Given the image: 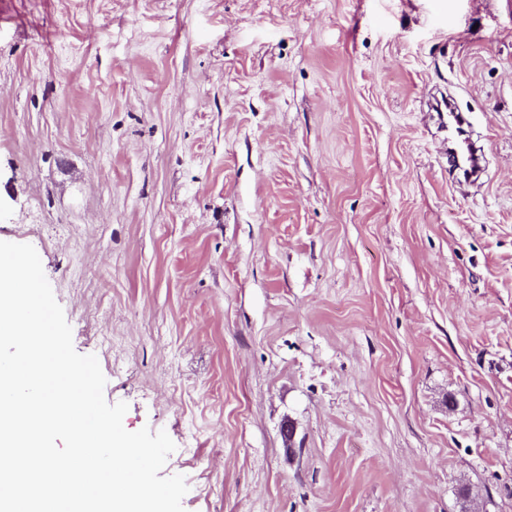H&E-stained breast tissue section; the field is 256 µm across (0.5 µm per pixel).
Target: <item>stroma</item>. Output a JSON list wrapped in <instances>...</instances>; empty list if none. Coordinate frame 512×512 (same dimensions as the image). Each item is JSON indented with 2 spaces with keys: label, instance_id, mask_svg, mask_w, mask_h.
Segmentation results:
<instances>
[{
  "label": "stroma",
  "instance_id": "1",
  "mask_svg": "<svg viewBox=\"0 0 512 512\" xmlns=\"http://www.w3.org/2000/svg\"><path fill=\"white\" fill-rule=\"evenodd\" d=\"M0 241L184 512H512V0H0ZM448 129L457 138V149H453L450 160L455 172L457 169L463 172L464 176H477L483 173L485 161L484 148L477 147L472 139L470 122L466 115L457 112L450 104L448 111Z\"/></svg>",
  "mask_w": 512,
  "mask_h": 512
}]
</instances>
